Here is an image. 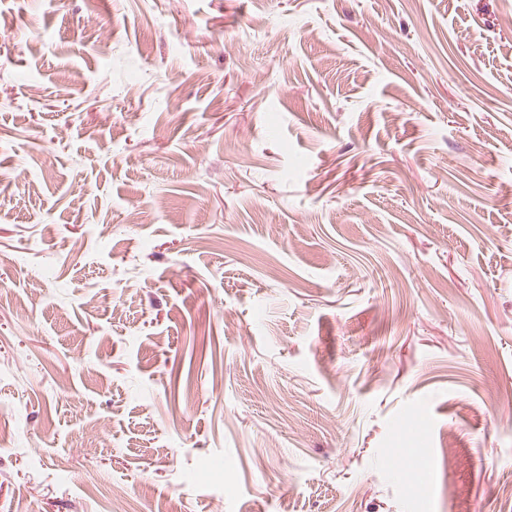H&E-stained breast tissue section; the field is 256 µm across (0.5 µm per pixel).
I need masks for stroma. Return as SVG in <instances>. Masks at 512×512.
<instances>
[{
  "instance_id": "obj_1",
  "label": "stroma",
  "mask_w": 512,
  "mask_h": 512,
  "mask_svg": "<svg viewBox=\"0 0 512 512\" xmlns=\"http://www.w3.org/2000/svg\"><path fill=\"white\" fill-rule=\"evenodd\" d=\"M510 13L0 0V512H512Z\"/></svg>"
}]
</instances>
